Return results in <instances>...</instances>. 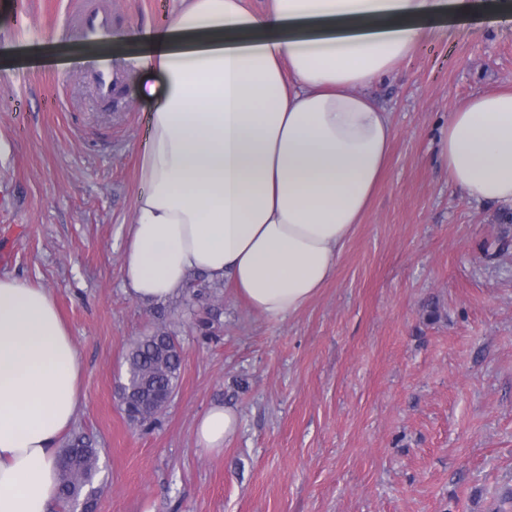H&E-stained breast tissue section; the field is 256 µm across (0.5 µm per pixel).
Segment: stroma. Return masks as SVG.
I'll return each mask as SVG.
<instances>
[{
    "label": "stroma",
    "instance_id": "stroma-1",
    "mask_svg": "<svg viewBox=\"0 0 512 512\" xmlns=\"http://www.w3.org/2000/svg\"><path fill=\"white\" fill-rule=\"evenodd\" d=\"M67 0H0V275L45 288L76 344L73 432L101 450V512H498L512 488V204L466 199L437 158L440 125L512 89V14L456 0L368 97L396 135L336 273L269 319L223 285L148 303L124 290L147 109L77 79L89 62ZM181 0H112L113 44L147 54ZM209 318L202 332L200 318ZM166 325L182 348L152 429L127 418L124 358ZM228 404L222 453L195 425Z\"/></svg>",
    "mask_w": 512,
    "mask_h": 512
}]
</instances>
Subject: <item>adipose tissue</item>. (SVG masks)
<instances>
[{"mask_svg":"<svg viewBox=\"0 0 512 512\" xmlns=\"http://www.w3.org/2000/svg\"><path fill=\"white\" fill-rule=\"evenodd\" d=\"M246 2L182 0L138 60L131 85L151 112L123 283L160 302L203 273L284 319L335 275L381 180L394 127L364 89L416 47L441 5ZM439 156L469 199L512 203V91L452 112ZM81 377L52 296L0 275V512H51ZM238 429L235 409L216 404L196 441L218 453Z\"/></svg>","mask_w":512,"mask_h":512,"instance_id":"ef3b65f1","label":"adipose tissue"}]
</instances>
